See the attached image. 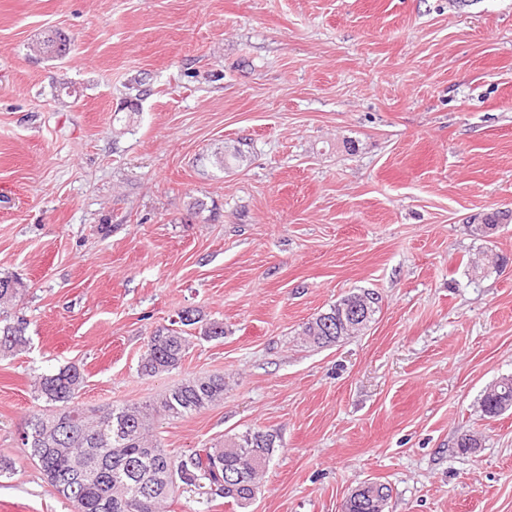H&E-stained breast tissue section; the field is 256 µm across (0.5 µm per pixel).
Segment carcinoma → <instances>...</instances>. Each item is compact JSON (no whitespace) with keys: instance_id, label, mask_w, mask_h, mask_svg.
I'll use <instances>...</instances> for the list:
<instances>
[{"instance_id":"1","label":"carcinoma","mask_w":512,"mask_h":512,"mask_svg":"<svg viewBox=\"0 0 512 512\" xmlns=\"http://www.w3.org/2000/svg\"><path fill=\"white\" fill-rule=\"evenodd\" d=\"M70 44L62 32L48 29L37 50L47 59L62 60L71 53ZM508 218L507 211L487 213L475 218L469 231L476 238H487ZM24 290L21 279L0 277V303L13 302ZM350 301L368 309L361 322L367 327L379 311V296L350 292L302 326L303 343L323 348L350 338L349 333L336 335L328 326L336 323L338 306ZM178 323L181 327H160L148 337L138 363L141 376L155 377L180 367L193 337L185 330L187 326H199L198 335L209 339L224 337V323L206 319L198 310L182 311ZM27 328L23 318L0 325V352L25 347ZM83 380L74 365L40 375L36 392L54 410L30 416L20 433L21 445L44 480L72 502L77 512H164L165 503L176 492L203 496L208 488L224 502L244 512L248 509L253 490L260 488L262 476L281 447L277 431L249 428L222 443L180 455L162 448L155 434V423L161 419H180L223 402L224 377H191L149 404L91 411L74 403ZM511 408L512 376H506L483 395L481 413L491 419ZM389 499V487L371 482L344 499L342 512H385Z\"/></svg>"}]
</instances>
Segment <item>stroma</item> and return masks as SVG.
<instances>
[{
	"instance_id": "1",
	"label": "stroma",
	"mask_w": 512,
	"mask_h": 512,
	"mask_svg": "<svg viewBox=\"0 0 512 512\" xmlns=\"http://www.w3.org/2000/svg\"><path fill=\"white\" fill-rule=\"evenodd\" d=\"M48 29L69 58L34 53ZM507 210L512 0H0V277L26 285L0 312L29 323L0 354V512H73L19 440L70 364L86 409L223 375L159 437L278 430L251 512H340L366 481L389 512H512V410L480 411L512 375V223L467 228ZM481 252L508 264L474 276ZM358 289L382 298L367 330L300 340ZM185 309L223 338L140 376ZM509 211H496L484 214L482 217H477L471 224L468 225L469 231L472 236L476 238H487L493 236L503 221H507ZM477 221V222H476Z\"/></svg>"
}]
</instances>
